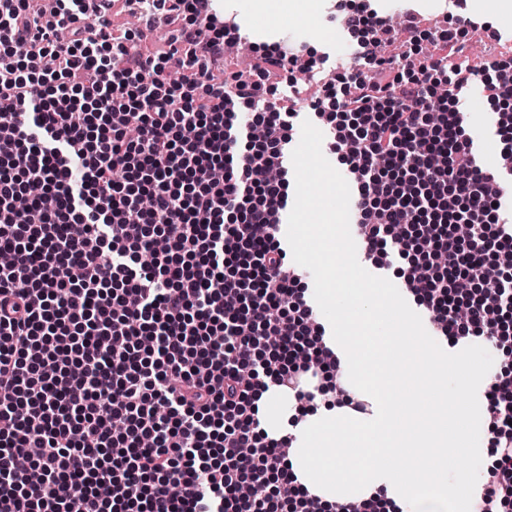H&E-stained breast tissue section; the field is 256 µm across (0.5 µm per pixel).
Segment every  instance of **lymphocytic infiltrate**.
I'll use <instances>...</instances> for the list:
<instances>
[{
  "label": "lymphocytic infiltrate",
  "mask_w": 512,
  "mask_h": 512,
  "mask_svg": "<svg viewBox=\"0 0 512 512\" xmlns=\"http://www.w3.org/2000/svg\"><path fill=\"white\" fill-rule=\"evenodd\" d=\"M83 2L54 0L49 28L31 0H0V512H310L255 396L288 391L303 416L306 375L342 388L278 235L293 124L266 80L315 63L279 44L218 82L207 61L241 35L213 0H136L173 33L159 56ZM465 3L403 64L379 51L387 18L355 10L343 28L371 71L315 105L355 176L365 258L396 265L454 345L512 325V58L473 64ZM490 72L497 168L464 95ZM488 392L497 460L476 512H512V382Z\"/></svg>",
  "instance_id": "f902f5d3"
}]
</instances>
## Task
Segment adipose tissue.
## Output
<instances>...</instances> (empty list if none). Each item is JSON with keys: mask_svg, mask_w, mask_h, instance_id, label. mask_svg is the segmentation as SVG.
<instances>
[{"mask_svg": "<svg viewBox=\"0 0 512 512\" xmlns=\"http://www.w3.org/2000/svg\"><path fill=\"white\" fill-rule=\"evenodd\" d=\"M324 302H343L349 312L336 327L341 354V383L368 399L372 412L353 413L332 402L298 416L294 399L278 388L260 393V427L269 437L291 436L292 472L298 483L321 502L359 501L378 493L404 494L410 512H469L475 482L468 471L448 470L449 454L479 459L491 466L494 457L483 435L482 388L490 368L467 375L465 404L448 399V373L467 365L476 341L461 340L438 357L427 353L394 358L410 329L392 323V300L372 288L344 289L335 268H326ZM393 369H386L388 359ZM429 381L412 407L393 408L391 387L410 380Z\"/></svg>", "mask_w": 512, "mask_h": 512, "instance_id": "1", "label": "adipose tissue"}]
</instances>
